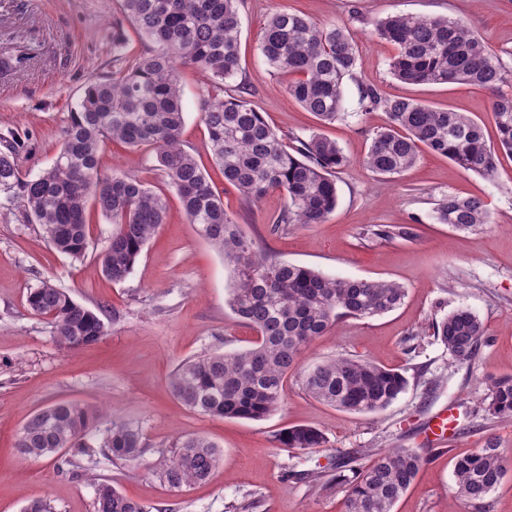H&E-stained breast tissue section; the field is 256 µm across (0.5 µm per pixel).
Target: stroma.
Masks as SVG:
<instances>
[{
    "mask_svg": "<svg viewBox=\"0 0 512 512\" xmlns=\"http://www.w3.org/2000/svg\"><path fill=\"white\" fill-rule=\"evenodd\" d=\"M319 24L349 23L361 69L345 82L343 119L321 127L286 91L261 50L262 27L279 11ZM448 16L467 22L488 48L512 67V0H241L240 61L236 81L244 96L285 142L312 130L342 148L348 167L336 175L338 204L322 224L275 231L285 195L268 192L245 204L208 154L201 121L203 102L216 95L196 67L180 69L185 123L182 141L203 164L224 209L258 248L279 259L343 279L393 281L406 290L395 310L372 318H343L305 351L303 365L338 354L357 355L405 372L406 390L385 410L352 414L309 398L298 375H290L282 407L262 421L211 417L184 407L168 378L185 358L205 351L248 347L254 331L226 300L237 278L223 257L190 224L176 195L168 197L166 221L147 242L131 274L106 279L95 250L112 226L92 215V255L75 261L47 245L40 228L23 223L19 203L0 195V512H23L35 498L54 512H94V486L109 480L127 497L163 512H343L347 493L336 467L348 458L370 464L394 448L426 457L415 483L393 512H473L455 492L454 464L487 438L506 461L491 512H512V420L488 413L493 380L512 377V156L499 157L492 175L467 172L445 157L422 150L416 163L391 179L362 166L372 134L387 123L383 111H361L362 87L415 98L462 112L482 123L488 143L497 133L487 91L465 84L409 85L390 73L394 47L375 34L390 15ZM123 31L128 59L151 49L126 20L120 0H0V136L27 144L19 158L34 175L54 160L61 130L86 84L111 78L112 35ZM103 171L138 176L157 191L167 189L155 153L120 143L101 152ZM485 200L492 224L459 232L438 223L435 208L448 194ZM413 224V237L371 242L369 224ZM51 280L91 309L116 311L102 339L91 346H58L48 325L26 305L30 288ZM465 306L483 322L485 334L472 357L457 360L429 326ZM61 400L107 406L115 416L141 424L148 451L138 462L97 458L77 473L54 459L26 460L15 448L18 429L35 411ZM455 412V440L439 448L423 430L440 410ZM307 424L322 430V447H277L281 429ZM202 436L222 451L208 480L170 490L153 473L158 450L186 436ZM322 471L327 482L288 477V470Z\"/></svg>",
    "mask_w": 512,
    "mask_h": 512,
    "instance_id": "stroma-1",
    "label": "stroma"
}]
</instances>
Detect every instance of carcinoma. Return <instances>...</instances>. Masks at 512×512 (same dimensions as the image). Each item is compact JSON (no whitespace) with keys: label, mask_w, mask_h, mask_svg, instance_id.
<instances>
[{"label":"carcinoma","mask_w":512,"mask_h":512,"mask_svg":"<svg viewBox=\"0 0 512 512\" xmlns=\"http://www.w3.org/2000/svg\"><path fill=\"white\" fill-rule=\"evenodd\" d=\"M240 0H121L123 13L155 49L89 83L62 130L53 164L36 176L23 177L18 156L24 144L14 135L0 138V195L17 199L23 219L41 226L48 244L73 260L85 258L90 245V216L95 211L112 224V235L96 259L106 279L119 283L132 272L148 240L164 223L167 198L138 177L101 170L100 154L109 142L148 149L157 160L190 223L233 267L238 285L227 300L230 310L257 335L245 349L201 354L181 361L169 388L188 409L212 417L259 421L283 403L288 376L299 373L312 399L354 414L376 413L392 404L407 385L397 369L353 355H338L301 367L305 349L341 317H374L396 309L406 295L393 281L329 277L312 268L260 254L255 242L224 210V199L210 184L195 155L181 141L184 107L178 64H191L224 90L240 71ZM378 35L393 44L390 72L414 85L462 83L492 94L491 109L498 149L489 146L483 128L462 112L438 108L404 96L384 95L374 87L361 91L367 111L381 109L388 123L373 133L363 160L372 172L391 178L416 162L425 147L463 170L489 176L497 150L512 155V69L490 52L464 21L444 16L397 14L381 20ZM261 51L269 66L288 77L287 91L322 124L343 115L344 82L356 75L359 52L344 23L318 24L299 14L278 12L263 27ZM201 118L207 148L224 181L251 205L271 190L287 204L275 229L294 224H322L335 210V174L348 159L335 141L313 132L283 142L247 99L215 96L203 103ZM436 220L464 231L490 223L483 199L449 194L436 208ZM408 224H371L365 235L390 242L412 236ZM31 314L49 325L56 343L75 349L99 341L107 326L99 314L74 300L49 280L30 289ZM433 335L459 360L476 350L484 326L460 306L432 324ZM488 411L512 420V377L493 382ZM100 410L73 400L56 402L33 413L19 429L18 454L30 460L65 457V462L95 460L103 453L134 462L145 453L142 426L113 418L96 439H89ZM284 448H319L321 430L297 425L275 435ZM220 450L203 437L177 441L153 463L172 489L207 480ZM414 448H395L371 464L347 461L341 467L348 485L345 512H393L424 464ZM460 497L488 512L489 498L505 475L497 443L456 460ZM94 512H153L110 483H94Z\"/></svg>","instance_id":"obj_1"}]
</instances>
